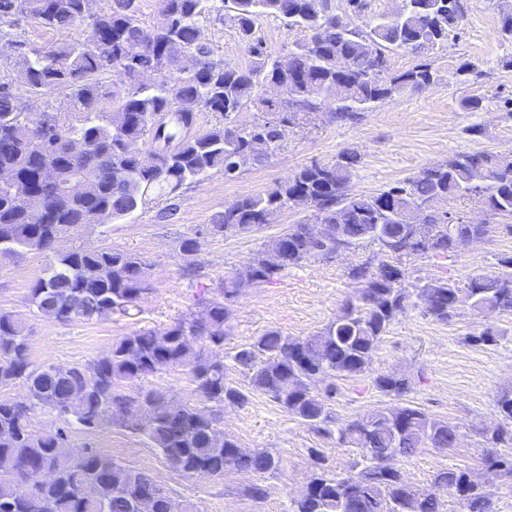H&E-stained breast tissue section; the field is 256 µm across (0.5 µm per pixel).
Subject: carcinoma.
Listing matches in <instances>:
<instances>
[{
  "label": "carcinoma",
  "mask_w": 512,
  "mask_h": 512,
  "mask_svg": "<svg viewBox=\"0 0 512 512\" xmlns=\"http://www.w3.org/2000/svg\"><path fill=\"white\" fill-rule=\"evenodd\" d=\"M86 0H0V20L24 16L52 30L77 38L48 48L30 50L15 76L0 79V169L15 177V190L0 192V261L18 262L32 251L49 258L44 275L29 290L28 301L41 313L54 312L60 322L100 320L128 314L152 290L148 265L138 256L85 245L62 250L58 244L79 227H105L135 218L153 200L174 195L183 186L215 174L227 180L240 170L238 156L254 163L271 158L281 140L272 122L243 124L236 120L244 107L260 102L259 85L282 86L285 100L264 103L269 111L316 112L323 100L336 103V118L354 119L374 103L434 79L428 63L398 75H387L386 52H415L435 46L460 25L464 11L455 0H403L401 10L384 16L368 33L337 28L332 0H220L233 8L240 38L250 56L244 67L214 58L201 42L199 18L203 0H161L162 20L144 26L134 0H112L108 8L86 13ZM264 17L283 20L308 32V39L288 51L282 69L256 36ZM144 43V65H163L164 75L151 83L136 79L129 53ZM185 54L199 60L196 71L184 73ZM116 73L126 85L119 94L104 81ZM34 95L67 91L65 112H45L48 128L34 134L11 92L12 83ZM181 99H195L198 112L187 126L170 123L160 133L173 150L149 153L145 160L130 145L152 135ZM118 101L112 106V101ZM214 112L222 120L199 125V113ZM86 147L83 162L93 171L77 192L61 193L43 179L47 159L68 172L69 138ZM354 152L334 163L304 166L263 195L245 196L213 215L209 232L226 237L232 229L273 224L293 209V200L312 201L316 221L336 223L343 215L344 234L366 240L368 228L382 234L372 243L388 260L372 270L362 263L351 270L353 297L336 321L310 337H293L276 329L258 336L235 361L250 370L248 385L226 383L219 349L229 330L233 303L242 279L255 285L271 283L288 270L318 261L331 249L307 236V225L292 224L234 272L224 276L217 293L202 298L198 310L162 330L147 329L124 336L103 355L76 365L65 375L55 366H33L29 359L27 325L13 314L0 313V387L21 381L26 395L0 401V512H140L146 496L155 498L154 512H169L170 497L146 471L123 466L94 448H66V433L37 432L31 414L48 407L86 428L127 421L133 413L143 419L132 430L158 449L173 470L218 478L230 470L264 475L279 469L280 461L266 450H247L233 439L215 440V414L190 403L177 402L144 382L164 370L186 371L203 402L217 407L244 404L253 393L273 398L288 414L324 435L336 434L340 445L357 450L355 469L344 474L312 478L291 500L289 512H440L439 494L449 492L464 512H494L488 493L464 469L437 471L427 490L407 483L386 460L409 458L418 449L446 450L456 446V430L420 408L402 403L410 390L408 379L379 375L376 387L394 403L349 420L336 430L329 400L335 388L313 391L311 378L353 377L363 374L395 318L403 313L411 293L402 287V272L394 263L407 254L403 239L411 224H424L435 241L422 257L446 258L459 237L487 236L488 224H452L436 208L451 196L475 193L487 210L512 214V164L484 152H460L444 164L424 169L402 186L375 195L351 192ZM279 248L284 260L275 267L262 263L264 251ZM505 271L478 275L467 287L448 279H431L415 287L425 312L438 321L451 315L460 293L482 313L512 314V256L501 260ZM139 387L136 395L118 391L121 384ZM502 423L483 434L489 447L480 460L512 479V454L498 446L512 443V389L497 399ZM47 469L49 482L32 484L30 472Z\"/></svg>",
  "instance_id": "cac0c4a2"
}]
</instances>
